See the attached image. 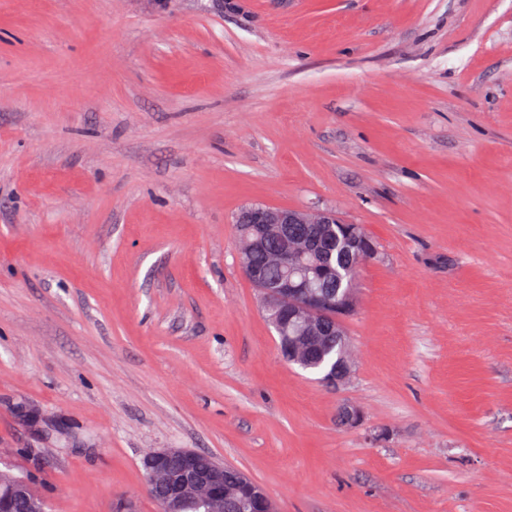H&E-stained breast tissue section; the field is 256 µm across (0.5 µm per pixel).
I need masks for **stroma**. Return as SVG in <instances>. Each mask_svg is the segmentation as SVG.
I'll use <instances>...</instances> for the list:
<instances>
[{"label":"stroma","mask_w":512,"mask_h":512,"mask_svg":"<svg viewBox=\"0 0 512 512\" xmlns=\"http://www.w3.org/2000/svg\"><path fill=\"white\" fill-rule=\"evenodd\" d=\"M250 204L376 244L348 385L280 357ZM158 448L277 512H512V0H0V463L158 512Z\"/></svg>","instance_id":"stroma-1"}]
</instances>
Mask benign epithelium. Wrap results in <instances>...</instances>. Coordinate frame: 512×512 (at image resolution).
<instances>
[{
	"label": "benign epithelium",
	"instance_id": "7a95c632",
	"mask_svg": "<svg viewBox=\"0 0 512 512\" xmlns=\"http://www.w3.org/2000/svg\"><path fill=\"white\" fill-rule=\"evenodd\" d=\"M238 224H253L258 236L241 238L240 269L244 277L259 290L262 305L275 332H284L292 323L298 331L294 337L282 339L281 353L291 364L305 368L315 350L336 339L346 341L345 323L358 308V291L350 287L338 295L317 294L303 278L306 258L316 248L313 238L300 231L302 224H337L347 243L361 247V260L377 257V249L367 243L360 225L346 224L331 211L288 209L253 204L236 216ZM266 240H284V250L263 251ZM263 253V265L284 272L276 281L266 280L262 265L253 261L255 253ZM354 370L350 353L343 352L335 366L324 375L323 383L340 388L349 383ZM338 423L355 428L362 422L361 410L350 404L337 412ZM147 480L158 490L165 491L167 512H181L183 503L195 500L207 507V512H224L234 502L249 512H275L264 490L245 477L234 482L224 480V467L214 462L203 464L197 451L186 448H160L148 457ZM28 484L0 470V503L15 497L25 498Z\"/></svg>",
	"mask_w": 512,
	"mask_h": 512
}]
</instances>
